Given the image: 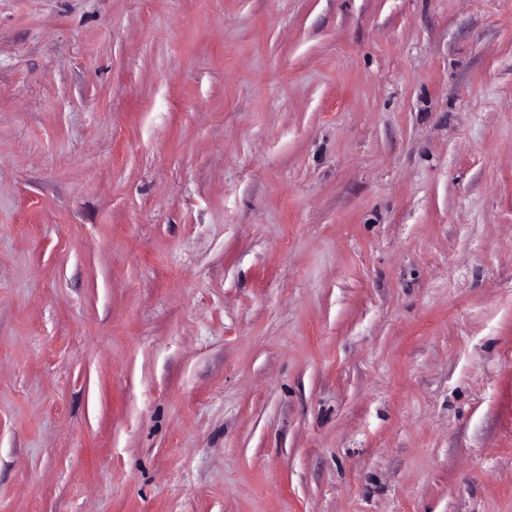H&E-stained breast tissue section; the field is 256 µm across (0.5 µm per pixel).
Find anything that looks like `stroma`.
Returning a JSON list of instances; mask_svg holds the SVG:
<instances>
[{"mask_svg":"<svg viewBox=\"0 0 512 512\" xmlns=\"http://www.w3.org/2000/svg\"><path fill=\"white\" fill-rule=\"evenodd\" d=\"M0 512H512V0H0Z\"/></svg>","mask_w":512,"mask_h":512,"instance_id":"obj_1","label":"stroma"}]
</instances>
